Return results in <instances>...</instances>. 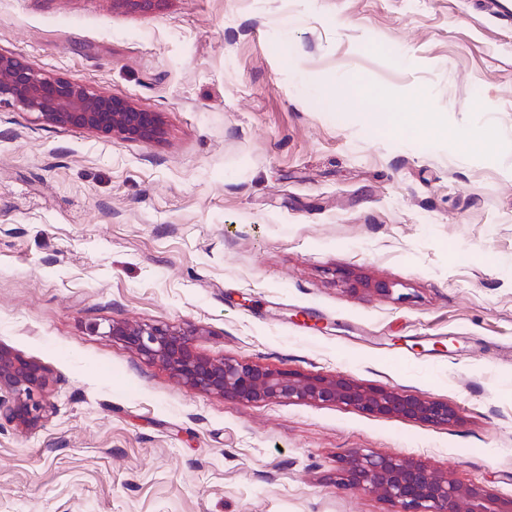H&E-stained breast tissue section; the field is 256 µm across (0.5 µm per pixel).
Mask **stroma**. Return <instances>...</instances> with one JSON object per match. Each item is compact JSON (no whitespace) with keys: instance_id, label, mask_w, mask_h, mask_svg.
I'll return each instance as SVG.
<instances>
[{"instance_id":"1","label":"stroma","mask_w":512,"mask_h":512,"mask_svg":"<svg viewBox=\"0 0 512 512\" xmlns=\"http://www.w3.org/2000/svg\"><path fill=\"white\" fill-rule=\"evenodd\" d=\"M0 52L165 128L0 104V345L51 376L39 426L0 417V512H393L339 487L356 449L512 496V10L0 0ZM403 103L414 133L364 118ZM113 320L459 419L210 394Z\"/></svg>"}]
</instances>
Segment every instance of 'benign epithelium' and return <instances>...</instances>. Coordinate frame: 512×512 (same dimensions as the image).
Wrapping results in <instances>:
<instances>
[{"label":"benign epithelium","instance_id":"7a95c632","mask_svg":"<svg viewBox=\"0 0 512 512\" xmlns=\"http://www.w3.org/2000/svg\"><path fill=\"white\" fill-rule=\"evenodd\" d=\"M9 102L53 126L86 130L108 138L158 141L161 115L129 101L61 77L46 76L16 57L0 53V103ZM201 329L112 321L106 334L124 342L185 385L248 403L274 399L336 404L403 416L434 425L457 420L445 402L366 386L348 375H302L199 353ZM45 366L0 345V411L26 427L37 426L49 385ZM339 486L360 488L399 507L398 512H512L504 498L459 478L438 475L398 456L354 450L342 461Z\"/></svg>","mask_w":512,"mask_h":512}]
</instances>
